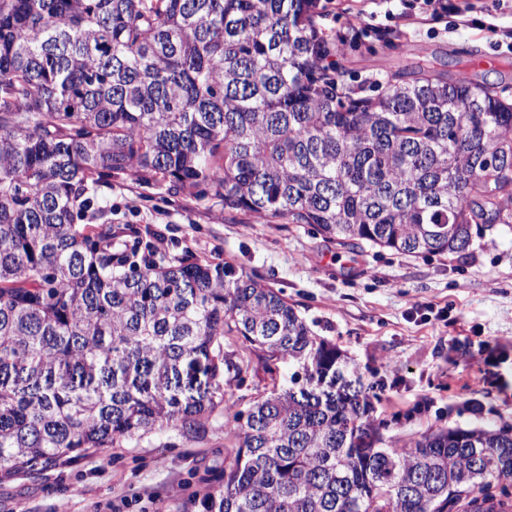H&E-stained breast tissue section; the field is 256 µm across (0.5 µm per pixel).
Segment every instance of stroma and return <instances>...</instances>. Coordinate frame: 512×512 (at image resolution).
<instances>
[{
	"label": "stroma",
	"instance_id": "35a3bbf8",
	"mask_svg": "<svg viewBox=\"0 0 512 512\" xmlns=\"http://www.w3.org/2000/svg\"><path fill=\"white\" fill-rule=\"evenodd\" d=\"M471 2L470 12L418 17L414 0H318L332 34L360 31L375 51L353 53L359 79L376 80L413 52L463 55L472 77L512 75V0ZM391 38L394 48L385 47ZM89 224L164 235V255L229 262L293 303L312 331L344 351L380 396L383 434L405 441L428 429L512 424V237L476 240L462 254L404 255L343 249L313 226L225 213L217 200L173 197L121 175L100 186ZM294 371L242 369L221 387L237 409ZM224 465V416L200 437L169 428L72 467L0 475V512H187Z\"/></svg>",
	"mask_w": 512,
	"mask_h": 512
}]
</instances>
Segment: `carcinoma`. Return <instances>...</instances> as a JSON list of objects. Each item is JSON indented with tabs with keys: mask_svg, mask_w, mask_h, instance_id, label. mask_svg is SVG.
Segmentation results:
<instances>
[{
	"mask_svg": "<svg viewBox=\"0 0 512 512\" xmlns=\"http://www.w3.org/2000/svg\"><path fill=\"white\" fill-rule=\"evenodd\" d=\"M317 0H0V471L233 412L203 512H512V424L401 444L295 305L233 266L79 223L129 173L336 245L460 254L512 235V87L428 61L351 85ZM291 385L245 411L220 372Z\"/></svg>",
	"mask_w": 512,
	"mask_h": 512,
	"instance_id": "1",
	"label": "carcinoma"
}]
</instances>
